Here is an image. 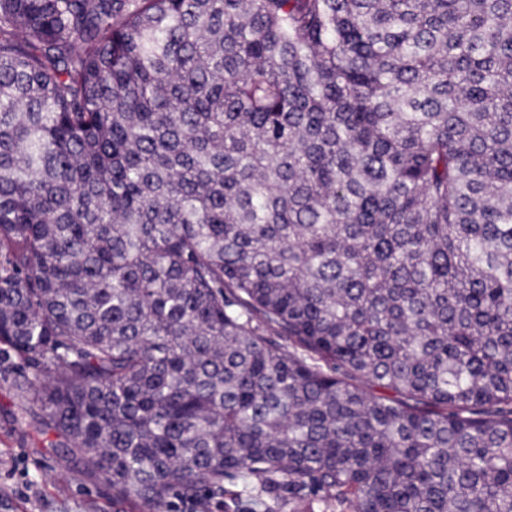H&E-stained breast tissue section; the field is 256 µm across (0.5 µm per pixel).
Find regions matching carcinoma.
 <instances>
[{
  "label": "carcinoma",
  "mask_w": 512,
  "mask_h": 512,
  "mask_svg": "<svg viewBox=\"0 0 512 512\" xmlns=\"http://www.w3.org/2000/svg\"><path fill=\"white\" fill-rule=\"evenodd\" d=\"M11 365L147 512H512V0H0Z\"/></svg>",
  "instance_id": "cac0c4a2"
}]
</instances>
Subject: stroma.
I'll list each match as a JSON object with an SVG mask.
<instances>
[{"label": "stroma", "instance_id": "stroma-1", "mask_svg": "<svg viewBox=\"0 0 512 512\" xmlns=\"http://www.w3.org/2000/svg\"><path fill=\"white\" fill-rule=\"evenodd\" d=\"M17 374L0 373V512H130L77 465L56 457L33 421ZM33 487L16 493L20 478Z\"/></svg>", "mask_w": 512, "mask_h": 512}]
</instances>
